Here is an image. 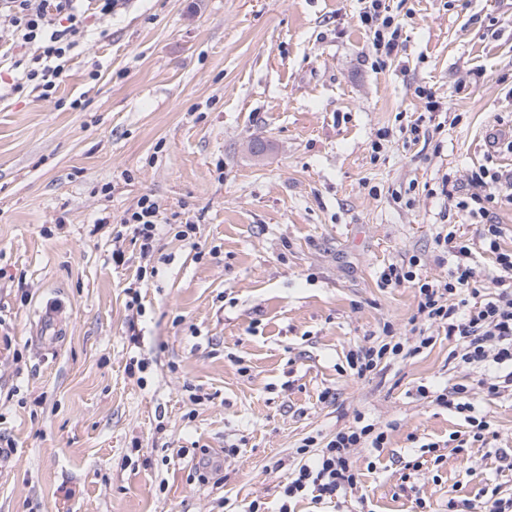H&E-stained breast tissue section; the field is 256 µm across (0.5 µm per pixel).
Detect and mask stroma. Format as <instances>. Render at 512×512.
<instances>
[{
    "mask_svg": "<svg viewBox=\"0 0 512 512\" xmlns=\"http://www.w3.org/2000/svg\"><path fill=\"white\" fill-rule=\"evenodd\" d=\"M388 5L400 46L380 67L359 0H128L90 21L52 96L0 98V512H278L303 439L359 411L394 426L356 456L371 512L512 496L495 455L512 397L480 401L492 447L457 452L463 418L417 395L482 376L444 331L366 380L346 363L412 327L414 291L380 287L385 267L414 255L440 278L442 225L477 239L442 177L512 170L494 143L512 130V0ZM144 194L147 258L119 224ZM51 301L55 339L35 316ZM430 442L442 462L402 488Z\"/></svg>",
    "mask_w": 512,
    "mask_h": 512,
    "instance_id": "obj_1",
    "label": "stroma"
}]
</instances>
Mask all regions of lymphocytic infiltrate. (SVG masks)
Returning <instances> with one entry per match:
<instances>
[{
  "label": "lymphocytic infiltrate",
  "mask_w": 512,
  "mask_h": 512,
  "mask_svg": "<svg viewBox=\"0 0 512 512\" xmlns=\"http://www.w3.org/2000/svg\"><path fill=\"white\" fill-rule=\"evenodd\" d=\"M78 0H0V21L4 22L7 41H0V70L10 74V92L25 88L53 93L67 71L71 51L85 33V16ZM360 22L372 35L371 46L378 64H385L398 47L400 24L390 14L384 0H362ZM35 43L37 55L25 59L13 50ZM469 190L459 196L456 206L471 223L480 225L479 237L492 253L498 273L484 279L473 259V245L462 239L455 227L438 234L437 244L449 256L451 266L443 278H426L418 271L417 257L402 264L388 265L380 274V285L398 288L411 285L415 290L418 333L394 335L384 325L381 339L349 353L347 365L354 377L367 379L382 361L407 359L431 347L435 341L431 328L444 329L457 343L453 360L484 368L485 377L477 384L456 383L440 391L419 386L417 393L449 411L463 416L468 429L458 439L456 451L483 448L497 433L486 417L477 415L479 396L512 393V250L500 243L502 230L493 222L497 197L512 204V171L502 172L487 166L472 171ZM159 205L148 194L142 195L135 209L125 213L123 225L131 228L142 254H150L158 233ZM389 439L388 426L356 414L351 426L341 428L327 439L306 437L298 448L304 455L282 486L283 504L279 512H288L287 504L306 496L333 500L353 493L360 483L354 465V453L360 448H381Z\"/></svg>",
  "instance_id": "f902f5d3"
}]
</instances>
